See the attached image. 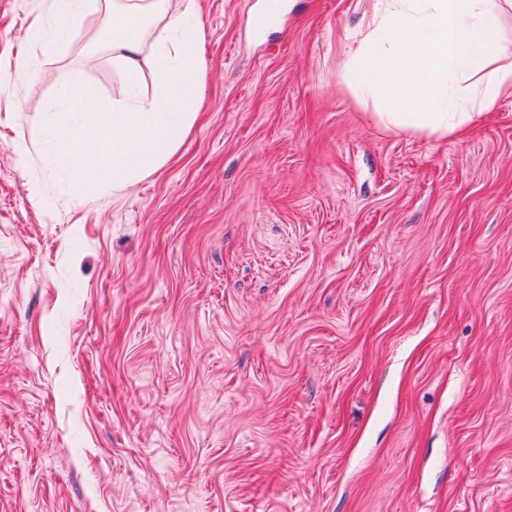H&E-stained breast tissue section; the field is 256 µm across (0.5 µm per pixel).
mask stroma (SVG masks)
I'll return each mask as SVG.
<instances>
[{"label": "stroma", "mask_w": 512, "mask_h": 512, "mask_svg": "<svg viewBox=\"0 0 512 512\" xmlns=\"http://www.w3.org/2000/svg\"><path fill=\"white\" fill-rule=\"evenodd\" d=\"M262 3L196 0L189 132L84 194L32 128L152 71L0 0V512H512V96L384 129L376 0Z\"/></svg>", "instance_id": "stroma-1"}]
</instances>
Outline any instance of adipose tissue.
Masks as SVG:
<instances>
[{"mask_svg": "<svg viewBox=\"0 0 512 512\" xmlns=\"http://www.w3.org/2000/svg\"><path fill=\"white\" fill-rule=\"evenodd\" d=\"M351 61L376 120L415 135L462 134L512 93V42L496 36L512 0H383ZM196 0H112V54L130 76L151 65L157 94L94 102L90 88L67 89L68 107L51 113L55 165L80 186L119 191L162 166L190 129L203 72ZM156 45L154 59L143 49Z\"/></svg>", "mask_w": 512, "mask_h": 512, "instance_id": "1", "label": "adipose tissue"}]
</instances>
